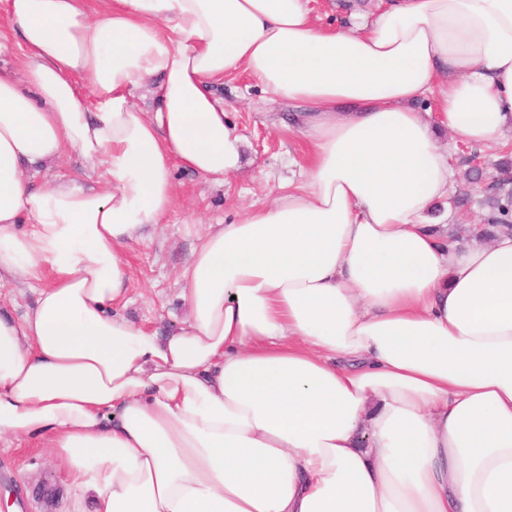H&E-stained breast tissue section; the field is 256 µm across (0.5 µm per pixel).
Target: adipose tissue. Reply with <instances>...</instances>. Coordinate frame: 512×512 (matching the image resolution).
Wrapping results in <instances>:
<instances>
[{
  "label": "adipose tissue",
  "instance_id": "ef3b65f1",
  "mask_svg": "<svg viewBox=\"0 0 512 512\" xmlns=\"http://www.w3.org/2000/svg\"><path fill=\"white\" fill-rule=\"evenodd\" d=\"M6 9L0 285L40 289L0 315L1 448L48 449L93 512H512V235L451 243L432 215L444 138L512 132V0H381L333 28L308 0ZM239 72L298 107L306 165L210 225L161 336L112 313L122 249L172 209L175 167L242 168L216 94ZM68 151L93 183H31ZM0 0V69L11 70L21 74L20 59L22 50L18 44V39L11 36V25L7 13L5 12V3ZM1 35L5 39H1ZM4 46H1V43Z\"/></svg>",
  "mask_w": 512,
  "mask_h": 512
}]
</instances>
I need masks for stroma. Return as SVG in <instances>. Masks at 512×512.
<instances>
[{"label": "stroma", "mask_w": 512, "mask_h": 512, "mask_svg": "<svg viewBox=\"0 0 512 512\" xmlns=\"http://www.w3.org/2000/svg\"><path fill=\"white\" fill-rule=\"evenodd\" d=\"M218 93L247 144L242 170L218 185L176 169L175 206L152 230L148 244L124 250L132 278L127 303L117 312L161 333L188 314L178 275L208 225L267 204L299 178L305 144L288 126L290 107L243 76L225 79ZM66 481L64 467L45 449L1 453L0 512H73Z\"/></svg>", "instance_id": "1"}]
</instances>
